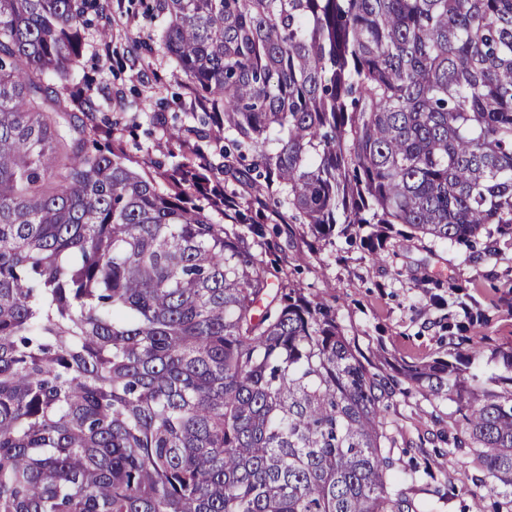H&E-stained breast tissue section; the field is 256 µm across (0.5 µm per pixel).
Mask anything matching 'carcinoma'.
<instances>
[{
	"label": "carcinoma",
	"instance_id": "carcinoma-1",
	"mask_svg": "<svg viewBox=\"0 0 512 512\" xmlns=\"http://www.w3.org/2000/svg\"><path fill=\"white\" fill-rule=\"evenodd\" d=\"M85 9L0 0V512H437L458 455L512 512V349L457 300L398 387L264 222L512 231V0H157L202 101L167 167L97 121ZM398 393L457 405L446 460L393 473Z\"/></svg>",
	"mask_w": 512,
	"mask_h": 512
}]
</instances>
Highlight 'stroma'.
<instances>
[{"instance_id": "stroma-1", "label": "stroma", "mask_w": 512, "mask_h": 512, "mask_svg": "<svg viewBox=\"0 0 512 512\" xmlns=\"http://www.w3.org/2000/svg\"><path fill=\"white\" fill-rule=\"evenodd\" d=\"M88 12L85 64L95 76L92 90L99 117L136 121L124 142L131 154L166 159L171 142L150 118L164 113L169 125H192L198 109L185 77L156 37L157 0H95ZM281 274L314 294L336 298L338 320L365 356L385 355L391 366L421 361L441 347L448 334L446 311L434 297L471 298L486 317L476 328L492 348H512V237L498 239L493 259L429 238L392 242L380 263L371 264L356 245L312 252L296 235L278 254ZM451 402L396 395L387 418L405 440L447 427Z\"/></svg>"}]
</instances>
